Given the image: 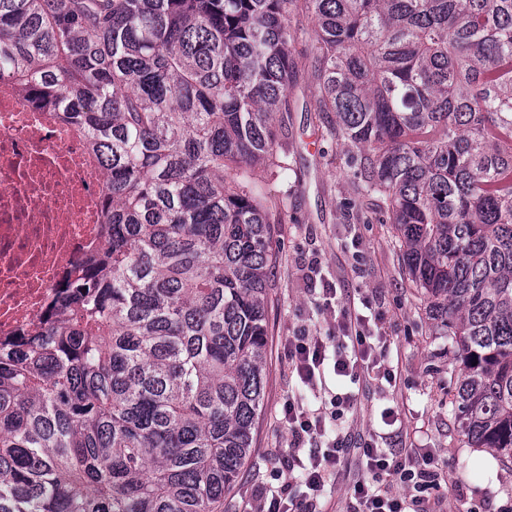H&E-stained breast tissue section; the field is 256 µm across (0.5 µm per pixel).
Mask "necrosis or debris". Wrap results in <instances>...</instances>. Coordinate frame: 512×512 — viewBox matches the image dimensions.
<instances>
[{
	"label": "necrosis or debris",
	"mask_w": 512,
	"mask_h": 512,
	"mask_svg": "<svg viewBox=\"0 0 512 512\" xmlns=\"http://www.w3.org/2000/svg\"><path fill=\"white\" fill-rule=\"evenodd\" d=\"M102 185L84 129L0 82V339L39 323L101 246Z\"/></svg>",
	"instance_id": "necrosis-or-debris-1"
}]
</instances>
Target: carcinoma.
I'll use <instances>...</instances> for the list:
<instances>
[{
	"label": "carcinoma",
	"instance_id": "carcinoma-1",
	"mask_svg": "<svg viewBox=\"0 0 512 512\" xmlns=\"http://www.w3.org/2000/svg\"><path fill=\"white\" fill-rule=\"evenodd\" d=\"M310 88L512 471V0H0V80L82 125L102 247L0 341V512H224L264 404L290 15Z\"/></svg>",
	"mask_w": 512,
	"mask_h": 512
}]
</instances>
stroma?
<instances>
[{"label": "stroma", "mask_w": 512, "mask_h": 512, "mask_svg": "<svg viewBox=\"0 0 512 512\" xmlns=\"http://www.w3.org/2000/svg\"><path fill=\"white\" fill-rule=\"evenodd\" d=\"M297 38L292 52L303 85L291 97L296 109L276 115L280 142L288 151L286 168L259 170L267 204L276 217L278 261L268 291V356L264 408L254 435V452L224 500V512H259L257 492L270 489L293 499L306 489L286 470L289 437L282 422L288 395L309 409L321 403L318 392L303 387L293 373L285 340L306 328L323 337L336 334L332 311L312 295L316 285L336 288L335 309L352 306L372 292L383 312L387 336L385 362L395 375L393 386L361 382L357 402L340 427H328L327 439L344 434L348 448L338 478L320 498L321 512H344L345 490L362 473L357 466L361 437L381 430L380 412L398 414V433L390 448H426L445 470L447 484L435 493L440 512H512V473L487 451L468 447L448 408V371L455 356L444 336L432 335L421 301L402 269L394 228L379 223L358 201L352 182L354 152L329 133L331 116L319 111L307 91L314 81L318 46L309 39L313 26L305 12L292 15Z\"/></svg>", "instance_id": "obj_1"}]
</instances>
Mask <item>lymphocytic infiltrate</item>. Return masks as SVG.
<instances>
[{"label":"lymphocytic infiltrate","instance_id":"1","mask_svg":"<svg viewBox=\"0 0 512 512\" xmlns=\"http://www.w3.org/2000/svg\"><path fill=\"white\" fill-rule=\"evenodd\" d=\"M360 309L342 308L336 318L338 341L329 344L323 337L305 331L288 339V355L300 381L317 389V373L325 360H332L337 379L356 385L364 378L394 382L379 349L382 336L378 330L381 315L375 296L364 295ZM355 393L330 397L320 412L304 408L296 399H289L283 420L288 427L292 453L289 469L295 470L308 490L305 498L285 503L279 496L259 492L265 512H318V497L325 486L334 482L343 463L346 443L337 437L327 440L324 450L301 457L305 441L325 438L327 421H340L347 407L353 406ZM363 476L346 492V512H427L431 505L428 493L442 480L431 454L413 448H379L374 438L361 439L358 444ZM404 485L401 494L393 493L391 483Z\"/></svg>","mask_w":512,"mask_h":512}]
</instances>
